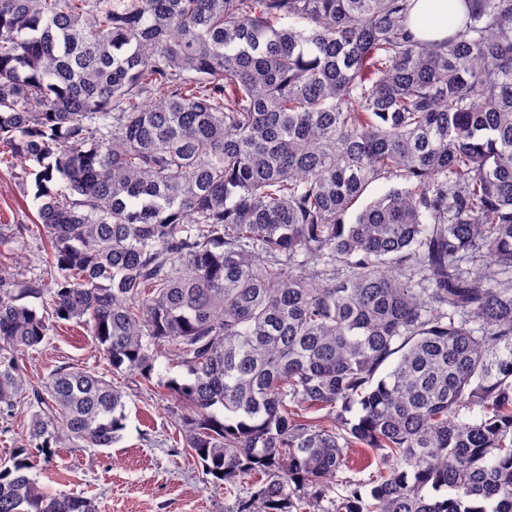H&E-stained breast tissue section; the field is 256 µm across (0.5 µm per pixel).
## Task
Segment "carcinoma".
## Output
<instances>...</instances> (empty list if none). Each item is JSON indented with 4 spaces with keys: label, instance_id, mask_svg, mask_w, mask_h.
<instances>
[{
    "label": "carcinoma",
    "instance_id": "obj_1",
    "mask_svg": "<svg viewBox=\"0 0 512 512\" xmlns=\"http://www.w3.org/2000/svg\"><path fill=\"white\" fill-rule=\"evenodd\" d=\"M413 2L0 0V165L34 176L50 270L0 223V407L28 387L0 512H98L33 451L123 428L103 375L26 385L31 298L114 371L181 357L185 451L256 479L240 512H512V0L437 41ZM352 448L376 479L325 509Z\"/></svg>",
    "mask_w": 512,
    "mask_h": 512
}]
</instances>
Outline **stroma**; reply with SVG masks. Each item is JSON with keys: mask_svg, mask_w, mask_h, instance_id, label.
I'll return each mask as SVG.
<instances>
[{"mask_svg": "<svg viewBox=\"0 0 512 512\" xmlns=\"http://www.w3.org/2000/svg\"><path fill=\"white\" fill-rule=\"evenodd\" d=\"M37 207L33 191L0 171L1 222L33 224ZM64 365L102 373L120 387L125 420L112 447L56 448L38 457L30 474L46 491L94 499L99 512H238L250 497V484L226 489L185 454L180 419L188 410L166 384L183 381L188 373L169 348H159V382L148 384L130 372L113 371L92 336L64 324L29 351L25 366L29 380L37 381Z\"/></svg>", "mask_w": 512, "mask_h": 512, "instance_id": "35a3bbf8", "label": "stroma"}]
</instances>
